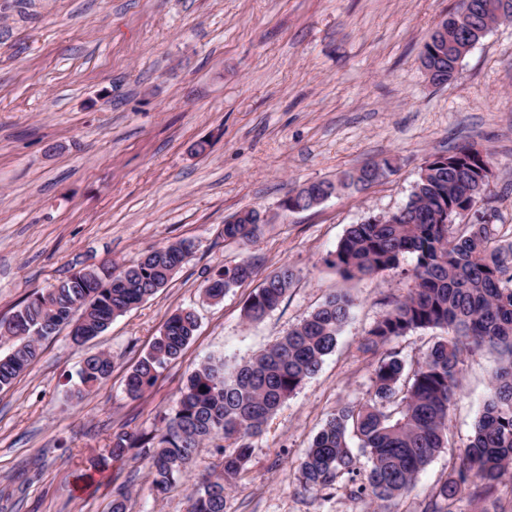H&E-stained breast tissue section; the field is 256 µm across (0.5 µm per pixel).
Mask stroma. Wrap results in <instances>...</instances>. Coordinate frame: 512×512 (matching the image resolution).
<instances>
[{
	"label": "stroma",
	"mask_w": 512,
	"mask_h": 512,
	"mask_svg": "<svg viewBox=\"0 0 512 512\" xmlns=\"http://www.w3.org/2000/svg\"><path fill=\"white\" fill-rule=\"evenodd\" d=\"M457 0H0V318L29 294L88 266L121 268L153 246L194 249L165 288L74 344L60 332L0 390V512H186L187 491H150L149 464L131 455L77 491L78 475L114 432L151 429L188 375L211 357L248 360L348 288L356 306L335 351L252 441L249 472L228 512H373L345 489L305 491L298 466L313 436L347 401L371 390L360 344L408 290L386 272L343 282L325 257L349 225L403 207L431 155L469 144L494 152L484 218L512 238V24L494 26L436 86L423 44ZM204 152H196L197 143ZM398 170L369 189L287 212L292 188L365 161ZM263 223L246 244L224 239L244 209ZM247 259L256 279L203 302L205 280ZM298 280L258 322L243 307L281 265ZM194 309L199 327L139 399L127 373L168 318ZM111 354L109 379L71 399L77 371ZM497 356L465 353L448 417L447 448L398 497L422 512L459 463L489 393Z\"/></svg>",
	"instance_id": "stroma-1"
}]
</instances>
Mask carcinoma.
Segmentation results:
<instances>
[{
    "label": "carcinoma",
    "mask_w": 512,
    "mask_h": 512,
    "mask_svg": "<svg viewBox=\"0 0 512 512\" xmlns=\"http://www.w3.org/2000/svg\"><path fill=\"white\" fill-rule=\"evenodd\" d=\"M512 11V0H459L448 13V39L433 32L421 56L449 79L455 72L456 45L473 30L487 28L496 10ZM456 146L437 153L421 168L407 203L384 221L351 225L336 250L325 259L343 279L374 276L402 269L411 281L406 295L367 332L363 352L376 353L413 332L440 329L445 336L407 368L399 352L387 350L373 363V390L364 402H347L325 421L299 464V481L322 494L347 476L350 495L390 502L407 492L417 475L448 446L450 403L461 387L459 362L466 350L488 349L500 356L485 401L461 454V463L435 491L428 512H462L463 504L496 503L512 495L503 483L512 470V241L498 240L494 224L473 222L455 229L462 212H478L489 192L493 154L482 157ZM394 172L392 159L369 160L337 180H320L310 193L340 186L369 184ZM260 215L250 209L224 224V240L238 244L255 235ZM191 242L180 240L151 247L131 265L103 272L89 269L65 277L47 292L22 302L0 320V337L18 341L0 356V390L39 355L41 342L83 319L81 335L94 338L112 321L165 287L191 254ZM256 266L243 260L206 279L202 296L218 303L232 288L253 279ZM297 274L284 265L265 277L249 298L244 316L260 321L283 302ZM355 307L353 296L339 291L249 361L230 366L210 358L186 379L174 409L160 415L149 432L119 431L107 455L92 464L121 461L135 448L149 462L150 490L167 494L180 483L198 448L224 440V460L201 475L187 495L188 512H227L228 490L248 473L251 440L305 381L320 369L338 343ZM198 328L192 310L182 309L166 322L147 353L126 377V393L136 399L154 385L168 363L177 359ZM113 371L105 352L87 356L74 396L81 398L106 381ZM359 442L358 451L350 438ZM370 466L361 470L360 457Z\"/></svg>",
    "instance_id": "carcinoma-1"
}]
</instances>
